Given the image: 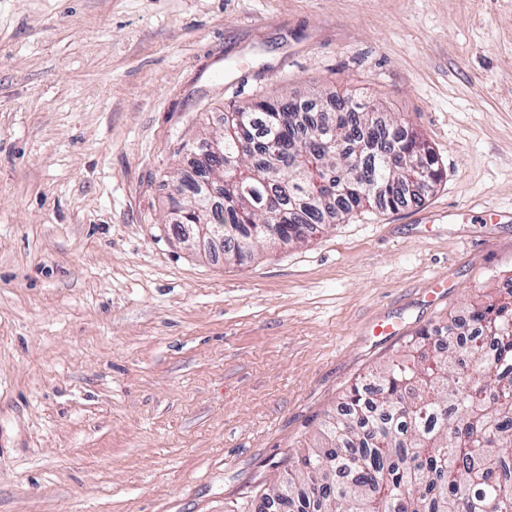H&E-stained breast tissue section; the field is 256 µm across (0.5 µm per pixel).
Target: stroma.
<instances>
[{
    "instance_id": "stroma-1",
    "label": "stroma",
    "mask_w": 512,
    "mask_h": 512,
    "mask_svg": "<svg viewBox=\"0 0 512 512\" xmlns=\"http://www.w3.org/2000/svg\"><path fill=\"white\" fill-rule=\"evenodd\" d=\"M318 93L406 121L441 183L240 263L184 242L171 179L225 109ZM510 278L512 0H0V512L260 504L348 385Z\"/></svg>"
}]
</instances>
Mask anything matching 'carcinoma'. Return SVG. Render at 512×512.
Here are the masks:
<instances>
[{
    "instance_id": "carcinoma-1",
    "label": "carcinoma",
    "mask_w": 512,
    "mask_h": 512,
    "mask_svg": "<svg viewBox=\"0 0 512 512\" xmlns=\"http://www.w3.org/2000/svg\"><path fill=\"white\" fill-rule=\"evenodd\" d=\"M269 99L224 113L221 150L200 147L178 179L186 218L206 224L241 261L260 243L303 242L336 219L397 206L407 178L441 171L406 124L350 97ZM336 142L335 151L319 143ZM345 185L329 191L322 171ZM285 512H512V289L498 288L448 324L412 337L406 358L369 372L344 395L318 439L288 456L262 495Z\"/></svg>"
}]
</instances>
